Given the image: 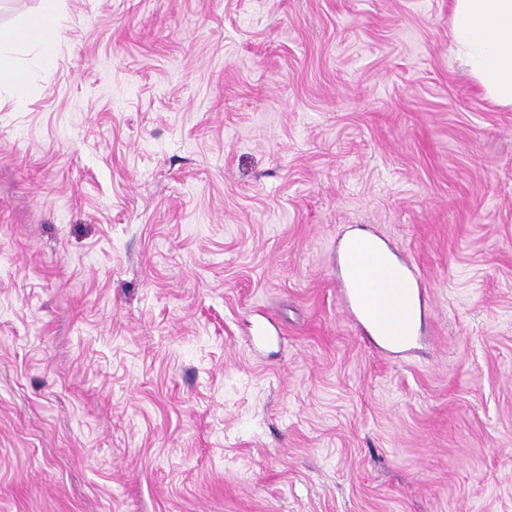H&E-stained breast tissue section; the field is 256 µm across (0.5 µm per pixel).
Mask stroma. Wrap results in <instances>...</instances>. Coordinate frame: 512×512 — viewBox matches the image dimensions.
I'll use <instances>...</instances> for the list:
<instances>
[{"instance_id": "obj_1", "label": "stroma", "mask_w": 512, "mask_h": 512, "mask_svg": "<svg viewBox=\"0 0 512 512\" xmlns=\"http://www.w3.org/2000/svg\"><path fill=\"white\" fill-rule=\"evenodd\" d=\"M451 5L65 0L0 87V512H512V109ZM358 261L357 256L350 250L346 244L342 253V263L345 280L343 282V292L346 301L349 303V292L355 299L358 311L368 328L375 329L378 336L384 343L404 342L412 335L411 311L405 296L398 288H393L398 280H404L411 285L413 291L417 290V295L421 303L425 289L423 288V279L421 273L413 266L403 263L401 267L391 266L388 273L383 276V267L376 260L374 263L362 265L358 271V281L360 288H366L368 284L376 281L379 277L388 284L387 288L378 289L371 297L372 314L366 317L356 300V284L348 276V269ZM415 287V288H414ZM415 292V291H414Z\"/></svg>"}]
</instances>
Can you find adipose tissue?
I'll return each instance as SVG.
<instances>
[{
	"instance_id": "1",
	"label": "adipose tissue",
	"mask_w": 512,
	"mask_h": 512,
	"mask_svg": "<svg viewBox=\"0 0 512 512\" xmlns=\"http://www.w3.org/2000/svg\"><path fill=\"white\" fill-rule=\"evenodd\" d=\"M64 0H39L36 13L0 40V82H8L16 100L27 86L18 76L21 52L37 48L44 63L64 30ZM451 51L487 99L512 107V0H452Z\"/></svg>"
}]
</instances>
